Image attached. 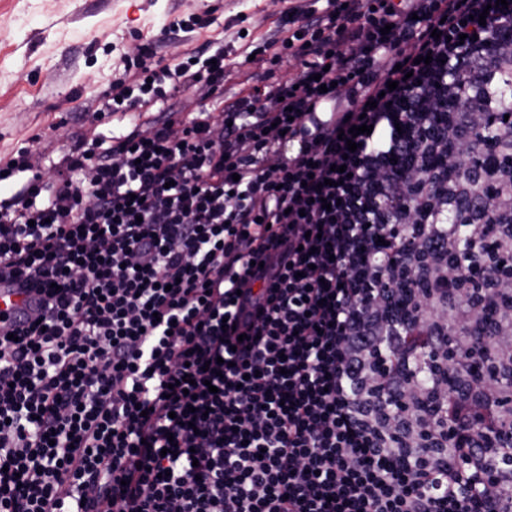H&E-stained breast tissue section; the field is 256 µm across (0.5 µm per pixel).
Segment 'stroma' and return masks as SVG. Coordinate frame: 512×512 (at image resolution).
Segmentation results:
<instances>
[{
    "label": "stroma",
    "mask_w": 512,
    "mask_h": 512,
    "mask_svg": "<svg viewBox=\"0 0 512 512\" xmlns=\"http://www.w3.org/2000/svg\"><path fill=\"white\" fill-rule=\"evenodd\" d=\"M285 8L284 0H0V156L33 143L58 160L78 134L137 123L134 112L94 114L134 46L170 60L209 41L242 47V29L259 43ZM204 13L207 28H170L175 18Z\"/></svg>",
    "instance_id": "35a3bbf8"
}]
</instances>
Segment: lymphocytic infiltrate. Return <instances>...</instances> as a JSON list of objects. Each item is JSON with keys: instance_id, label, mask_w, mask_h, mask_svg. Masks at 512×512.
<instances>
[{"instance_id": "obj_1", "label": "lymphocytic infiltrate", "mask_w": 512, "mask_h": 512, "mask_svg": "<svg viewBox=\"0 0 512 512\" xmlns=\"http://www.w3.org/2000/svg\"><path fill=\"white\" fill-rule=\"evenodd\" d=\"M507 2L293 0L253 52L295 72L231 102L223 48L143 44L97 112L159 118L77 136L52 179L0 159V283L39 307L0 326V512H506L512 203L463 257L437 218L502 173L448 179L485 106L449 99L442 136L431 97L493 84ZM324 95L346 107L308 130Z\"/></svg>"}]
</instances>
